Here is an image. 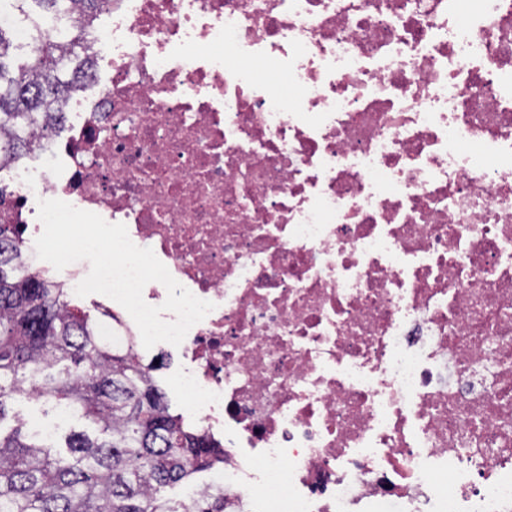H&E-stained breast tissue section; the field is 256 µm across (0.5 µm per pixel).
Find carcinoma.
Masks as SVG:
<instances>
[{
	"label": "carcinoma",
	"mask_w": 512,
	"mask_h": 512,
	"mask_svg": "<svg viewBox=\"0 0 512 512\" xmlns=\"http://www.w3.org/2000/svg\"><path fill=\"white\" fill-rule=\"evenodd\" d=\"M11 48L0 28V162L27 153L24 127L55 132L65 94L89 65L78 37L37 44L13 73ZM19 266L13 225L0 223V512H224L221 493L168 496L221 458L170 412L156 366L101 345L95 321L72 313L63 289ZM20 397L68 408L86 428L58 446L13 412Z\"/></svg>",
	"instance_id": "obj_1"
}]
</instances>
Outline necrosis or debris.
I'll return each instance as SVG.
<instances>
[{
  "mask_svg": "<svg viewBox=\"0 0 512 512\" xmlns=\"http://www.w3.org/2000/svg\"><path fill=\"white\" fill-rule=\"evenodd\" d=\"M0 222L127 228L213 310L157 343L227 512H512V0H98ZM276 73L277 82L257 71ZM101 344L142 343L101 297Z\"/></svg>",
  "mask_w": 512,
  "mask_h": 512,
  "instance_id": "4bbe7bcc",
  "label": "necrosis or debris"
}]
</instances>
